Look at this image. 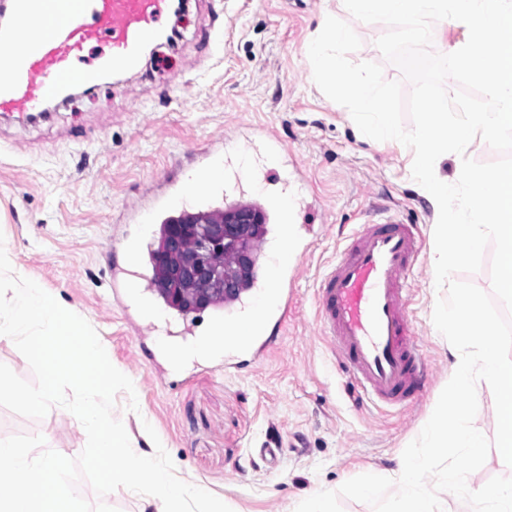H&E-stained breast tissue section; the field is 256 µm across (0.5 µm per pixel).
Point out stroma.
<instances>
[{
    "label": "stroma",
    "mask_w": 512,
    "mask_h": 512,
    "mask_svg": "<svg viewBox=\"0 0 512 512\" xmlns=\"http://www.w3.org/2000/svg\"><path fill=\"white\" fill-rule=\"evenodd\" d=\"M348 21L362 41L349 59L401 71L375 45L382 23L352 19L341 0H185L162 18L175 30L145 55L142 68L109 77L28 123L0 120V234L16 275L61 295L97 332L112 364L133 382L113 414L134 443L151 424L176 475L223 498L232 512H284L321 490L364 473L395 471L428 421L456 362L432 330V210L408 160L394 148L357 139L353 119L313 80L307 48L324 13ZM272 128L299 181L295 225L300 269L297 307L264 357L225 356L173 372L159 337L199 336L212 310H168L157 324L129 296H115L112 271L135 226L123 212L144 210L155 185L180 189L193 156L212 143L237 145L246 129ZM417 225L424 247L409 277L410 317L426 383L411 406L385 411L355 404L316 330L315 294L347 235L366 221ZM39 435L75 459L87 434L62 407L41 419L0 407V436Z\"/></svg>",
    "instance_id": "stroma-1"
}]
</instances>
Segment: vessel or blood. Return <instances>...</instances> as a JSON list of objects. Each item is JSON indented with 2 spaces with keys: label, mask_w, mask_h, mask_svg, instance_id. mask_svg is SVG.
I'll return each instance as SVG.
<instances>
[{
  "label": "vessel or blood",
  "mask_w": 512,
  "mask_h": 512,
  "mask_svg": "<svg viewBox=\"0 0 512 512\" xmlns=\"http://www.w3.org/2000/svg\"><path fill=\"white\" fill-rule=\"evenodd\" d=\"M170 0H60L64 19L40 35L47 0H0V116L29 121L43 114L49 92L65 96L60 77L83 48L104 40L109 54L90 69L87 88L108 74L138 70L144 49L162 33ZM423 240L415 225L390 219L349 235L316 292L322 340L350 385L386 405L413 403L424 387L406 280ZM293 301L282 291L254 349L277 336Z\"/></svg>",
  "instance_id": "1"
}]
</instances>
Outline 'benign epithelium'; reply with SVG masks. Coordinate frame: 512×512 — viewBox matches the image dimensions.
Instances as JSON below:
<instances>
[{"label":"benign epithelium","instance_id":"7a95c632","mask_svg":"<svg viewBox=\"0 0 512 512\" xmlns=\"http://www.w3.org/2000/svg\"><path fill=\"white\" fill-rule=\"evenodd\" d=\"M263 223L260 211L231 208L225 211L222 224L169 226L153 253V262L169 269L170 306L187 316L208 308L216 290L236 293L256 262L253 240ZM188 249L192 251L189 260L172 263L174 255ZM224 251L234 253L233 264H216L214 256Z\"/></svg>","mask_w":512,"mask_h":512}]
</instances>
